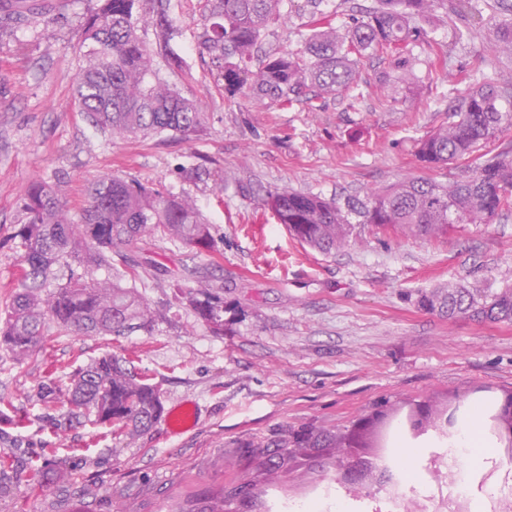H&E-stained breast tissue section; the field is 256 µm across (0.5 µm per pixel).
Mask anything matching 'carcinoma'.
<instances>
[{
  "label": "carcinoma",
  "instance_id": "obj_1",
  "mask_svg": "<svg viewBox=\"0 0 512 512\" xmlns=\"http://www.w3.org/2000/svg\"><path fill=\"white\" fill-rule=\"evenodd\" d=\"M171 0H96L82 23L87 60L77 75L79 112L94 128L122 137H162L199 133L204 114L196 102L171 88L156 68L180 70L173 50L177 25ZM151 6V43L140 35ZM498 43L512 51V0H497ZM284 0H205L206 23L199 48L216 59L224 97L239 95L291 106L306 92L334 96L350 89L365 58L388 55L402 60L404 49L427 34L434 12L449 9L466 23L481 14L473 0H374L351 17L343 35L334 17L316 10L312 33L302 51L258 55L266 31L285 19ZM508 88L487 80L448 107L453 121L420 139L416 154L428 169L455 161L473 165V176L448 187L418 178L376 191L364 200L340 202L294 191L271 193L265 205L276 223L310 248L330 254L352 235V216L362 224H390L413 235L448 232L455 224H492L512 210V159L484 158L480 150L499 132L512 128V112L500 102ZM23 220L11 238L21 253V282L0 327V345L25 355L46 323L64 332L128 336L148 331L153 318L142 296L125 281L139 277V264L125 249L140 235L157 233L185 246L211 250V226L187 199L140 181L105 176L87 190L79 220L66 209L60 186L35 182L21 199ZM67 268L53 290L42 296L54 267ZM105 268L110 281L95 278ZM184 299L217 336L224 335V298L211 286L187 289ZM448 313L471 314L492 322H512V289L476 299L466 288H450ZM47 398L67 396L73 412L94 416L133 432L145 431L163 412L159 390L127 361L112 355L95 359L73 374L70 386L46 387Z\"/></svg>",
  "mask_w": 512,
  "mask_h": 512
}]
</instances>
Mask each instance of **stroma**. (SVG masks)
I'll use <instances>...</instances> for the list:
<instances>
[{"instance_id": "stroma-1", "label": "stroma", "mask_w": 512, "mask_h": 512, "mask_svg": "<svg viewBox=\"0 0 512 512\" xmlns=\"http://www.w3.org/2000/svg\"><path fill=\"white\" fill-rule=\"evenodd\" d=\"M95 0H69L64 15L0 27V314L18 289L20 203L34 181L59 184L71 216L87 188L107 176L188 197L211 226L215 247L196 250L145 234L126 250L144 273L134 287L154 315L150 331L115 338L46 324L24 359L0 347V512H176L190 497L224 494V512H273L276 499L340 483L352 457L337 436L360 417L443 407L456 396L495 405L512 390V323L449 316L423 296L457 285L482 295L512 288V215L411 236L357 225L350 246L325 255L275 222L263 201L288 189L325 198L366 196L397 182L469 176L454 162L429 171L415 142L448 125V107L492 78L512 86V52L497 48L492 6L453 42L448 15L408 55L363 61L354 88L293 106L224 98L216 67L198 51V0H171L179 71L162 75L204 114L189 137L127 139L81 116L76 77L87 50L81 25ZM308 0H290L287 20L264 51L303 49ZM210 171L200 180L186 168ZM220 287L224 333L213 335L173 298L191 271ZM134 358L164 410L194 402L198 426L171 434L165 421L114 432L72 418L45 386L67 382L90 360ZM311 438L298 447L295 435ZM50 454L63 476L41 468ZM58 468V469H59Z\"/></svg>"}]
</instances>
